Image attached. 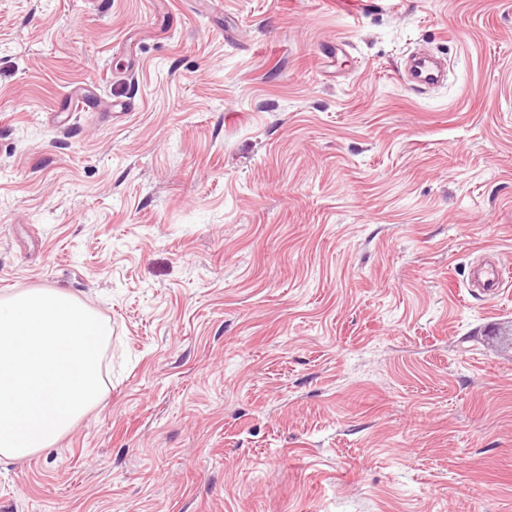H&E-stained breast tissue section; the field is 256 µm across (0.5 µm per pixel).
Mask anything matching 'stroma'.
Wrapping results in <instances>:
<instances>
[{"label": "stroma", "mask_w": 512, "mask_h": 512, "mask_svg": "<svg viewBox=\"0 0 512 512\" xmlns=\"http://www.w3.org/2000/svg\"><path fill=\"white\" fill-rule=\"evenodd\" d=\"M35 288L107 322L106 394L0 512H512V0H0ZM410 67L413 82L423 86L434 85L439 81V62L426 54L415 56ZM504 283L502 271L494 264L477 270L472 279V287L481 288L482 292L486 295L498 293L503 288Z\"/></svg>", "instance_id": "obj_1"}]
</instances>
